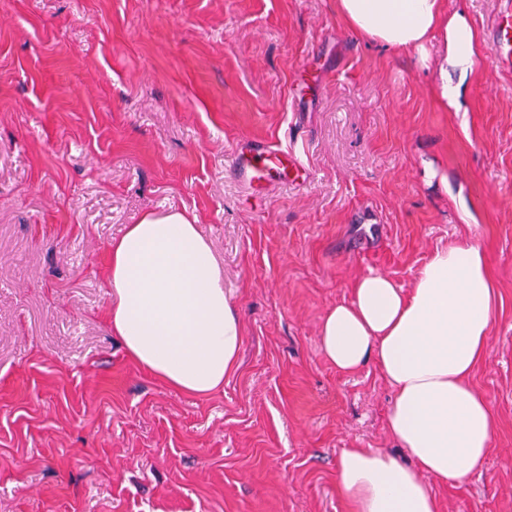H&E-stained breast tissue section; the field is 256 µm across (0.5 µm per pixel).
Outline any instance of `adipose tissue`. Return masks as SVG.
<instances>
[{
  "instance_id": "1",
  "label": "adipose tissue",
  "mask_w": 512,
  "mask_h": 512,
  "mask_svg": "<svg viewBox=\"0 0 512 512\" xmlns=\"http://www.w3.org/2000/svg\"><path fill=\"white\" fill-rule=\"evenodd\" d=\"M357 33L396 49H424L443 32L447 68L437 92L459 107L481 46L444 0H336ZM107 324L126 355L183 393L204 396L238 366L242 324L213 246L184 213H145L109 252ZM495 288L474 244L435 251L410 288L371 272L319 325L324 358L344 374L376 362L395 399L388 428L412 457L344 448L339 489L353 512H438L432 482L466 481L487 459L496 427L470 382L487 355Z\"/></svg>"
}]
</instances>
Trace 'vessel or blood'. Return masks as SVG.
<instances>
[{"mask_svg":"<svg viewBox=\"0 0 512 512\" xmlns=\"http://www.w3.org/2000/svg\"><path fill=\"white\" fill-rule=\"evenodd\" d=\"M492 54L499 70L512 72V0H501L492 25ZM235 175L245 184L288 179L307 182L311 171L302 154L263 139L245 140L232 159Z\"/></svg>","mask_w":512,"mask_h":512,"instance_id":"1","label":"vessel or blood"}]
</instances>
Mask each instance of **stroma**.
Masks as SVG:
<instances>
[{"label":"stroma","instance_id":"stroma-1","mask_svg":"<svg viewBox=\"0 0 512 512\" xmlns=\"http://www.w3.org/2000/svg\"><path fill=\"white\" fill-rule=\"evenodd\" d=\"M481 42L465 113L424 50L351 30L336 0H0V512H353L344 448H400L376 364L321 354L324 313L379 272L410 287L479 245L496 286L471 376L497 428L439 512H512V73L500 0H446ZM301 151L255 190L240 144ZM194 217L242 320L204 397L132 362L104 317L109 250L148 211ZM492 25V54L500 71L512 72V2L501 0Z\"/></svg>","mask_w":512,"mask_h":512}]
</instances>
